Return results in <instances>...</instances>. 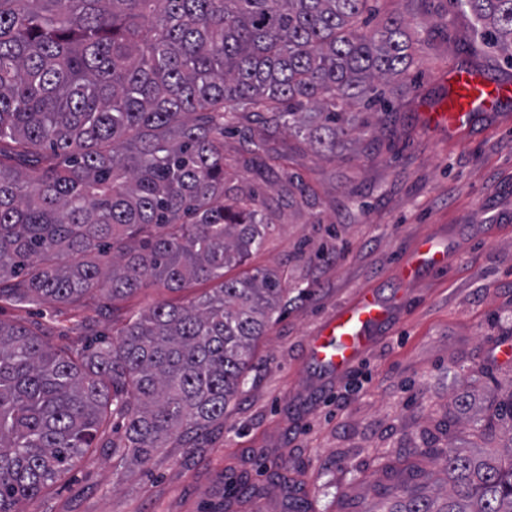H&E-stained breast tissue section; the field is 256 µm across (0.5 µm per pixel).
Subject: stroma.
Returning a JSON list of instances; mask_svg holds the SVG:
<instances>
[{"label": "stroma", "mask_w": 512, "mask_h": 512, "mask_svg": "<svg viewBox=\"0 0 512 512\" xmlns=\"http://www.w3.org/2000/svg\"><path fill=\"white\" fill-rule=\"evenodd\" d=\"M380 13L426 19L439 31L417 46L404 84L387 89L391 114L367 133L355 128L336 161L286 140L285 171L253 167L239 136L224 146L231 176L261 193L271 222L246 266L281 269L289 305L255 349L243 393L222 425L172 439L140 465L97 448L18 512H384L390 490L415 483L444 496L446 476L428 456L448 443L483 450L499 439L460 436V411L490 418L491 386L512 391V107L461 137L423 121L455 67L475 65L512 83L492 49L472 50L470 20L450 0H378ZM294 173L315 206L289 204ZM436 235L453 255L447 269L408 282L399 261ZM365 288L397 310L377 346L341 377L308 360L321 322ZM201 287L145 288L112 315L93 308L0 303V320L41 324L50 346L82 349L114 340L127 310L184 303Z\"/></svg>", "instance_id": "35a3bbf8"}]
</instances>
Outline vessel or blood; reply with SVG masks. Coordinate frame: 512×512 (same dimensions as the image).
I'll return each mask as SVG.
<instances>
[{
  "mask_svg": "<svg viewBox=\"0 0 512 512\" xmlns=\"http://www.w3.org/2000/svg\"><path fill=\"white\" fill-rule=\"evenodd\" d=\"M453 89L447 111L430 112L428 125L461 134L476 119V109H492L512 96V87L487 80L478 72L460 69L450 74ZM451 253L440 238L428 235L417 241L401 264L404 278L424 270L447 268ZM391 305L375 290L361 291L350 303L336 309L308 343L312 361L326 374L342 375L358 363L377 343L380 329L393 319Z\"/></svg>",
  "mask_w": 512,
  "mask_h": 512,
  "instance_id": "1",
  "label": "vessel or blood"
}]
</instances>
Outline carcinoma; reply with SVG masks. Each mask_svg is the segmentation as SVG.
Masks as SVG:
<instances>
[{
  "label": "carcinoma",
  "mask_w": 512,
  "mask_h": 512,
  "mask_svg": "<svg viewBox=\"0 0 512 512\" xmlns=\"http://www.w3.org/2000/svg\"><path fill=\"white\" fill-rule=\"evenodd\" d=\"M450 2L512 67V0ZM430 32L377 18L371 0H0V301L97 296L110 314L149 285L213 283L83 350L0 322V512L55 484L116 416L141 463L224 421L288 291L278 270L227 276L269 228L227 179V130L260 168L284 167L271 146L284 134L334 161L354 110L404 78ZM253 121L264 137L248 136ZM287 183L288 204L315 199ZM425 453L445 502L406 486L389 512H512V436L480 455Z\"/></svg>",
  "instance_id": "cac0c4a2"
}]
</instances>
